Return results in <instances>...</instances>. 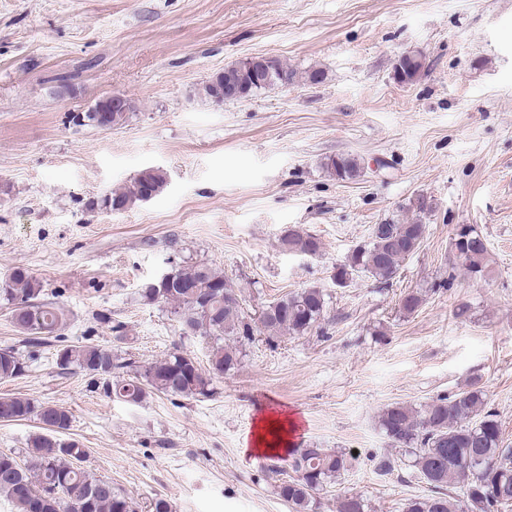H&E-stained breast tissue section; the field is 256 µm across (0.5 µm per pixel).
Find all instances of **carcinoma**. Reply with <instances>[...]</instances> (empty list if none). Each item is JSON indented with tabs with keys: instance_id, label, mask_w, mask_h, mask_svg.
Returning a JSON list of instances; mask_svg holds the SVG:
<instances>
[{
	"instance_id": "carcinoma-1",
	"label": "carcinoma",
	"mask_w": 512,
	"mask_h": 512,
	"mask_svg": "<svg viewBox=\"0 0 512 512\" xmlns=\"http://www.w3.org/2000/svg\"><path fill=\"white\" fill-rule=\"evenodd\" d=\"M424 64L399 60L400 81L410 83ZM298 72L271 57L263 58L260 79L244 60L224 67L199 88V94L213 102L218 89L232 84L241 98L275 86H289ZM338 180L361 175L357 159L338 155L324 163ZM167 174L160 168H145L129 184L88 203L89 210L122 211L138 202L149 201L164 192ZM426 234V225L391 220L384 231L371 233L370 241L357 247L349 259L335 267L333 279L343 287L353 274L366 272L382 281L396 276L400 262L414 254ZM453 240L456 257L470 277L486 274L487 243L477 231ZM282 248L292 254L319 252L314 235L293 226L280 236ZM42 285L28 270L15 269L0 282V299L11 305L12 321L31 342L39 343L62 322L63 313L42 298ZM141 298L147 303L171 307L181 331L213 340L208 367L175 348L164 358L146 367L130 358L112 354L99 345H69L57 351L56 364L67 372L78 369L102 383L106 394L138 403L153 392L182 397L213 394V381L235 368L237 353L224 344L226 336L248 338L259 329L267 340L287 335H304L320 326L325 318L326 300L315 287L284 295L266 305L252 326L244 320L233 283L209 265L191 263L172 269L166 282L153 280L142 285ZM22 360L9 349H0V380L21 376ZM485 391L472 383L453 397L440 396L416 409L392 404L379 415L385 435L402 449L411 450L414 467L428 486L429 494L406 499L403 512H502L512 507V447L504 444L495 412L486 409ZM0 416L14 421L37 417L42 431L29 440V463L20 465L8 455H0V494L16 507V512H135L126 495L112 489V483L94 479L72 461L83 455L75 442L57 441L55 435L68 430L69 412L57 405H37L20 396L0 397ZM345 454L326 448H295L288 466L271 465L280 496L295 512H310L314 495L338 481L349 471ZM362 495L345 493L336 498V512H367Z\"/></svg>"
}]
</instances>
